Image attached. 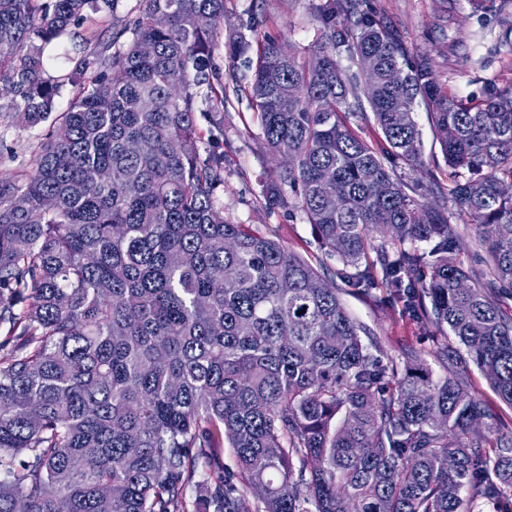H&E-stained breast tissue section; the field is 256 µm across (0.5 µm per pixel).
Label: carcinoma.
Masks as SVG:
<instances>
[{"label": "carcinoma", "mask_w": 512, "mask_h": 512, "mask_svg": "<svg viewBox=\"0 0 512 512\" xmlns=\"http://www.w3.org/2000/svg\"><path fill=\"white\" fill-rule=\"evenodd\" d=\"M117 2L0 0V112L35 127L73 93L0 178V512H249L254 487L255 512H512V436L473 427L487 409L465 374L435 379L416 350L384 361L335 283L224 219V0H137L111 41L85 38L93 61L44 77L43 47ZM354 9L318 4L306 56L237 41L256 51L247 95L268 153L288 160L266 200L297 190L347 282L380 283L453 337L512 406V92H449ZM419 106L448 165L441 205L388 167L417 165ZM199 116L203 155L187 149ZM454 216L488 281L456 260Z\"/></svg>", "instance_id": "cac0c4a2"}]
</instances>
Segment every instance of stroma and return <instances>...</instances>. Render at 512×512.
<instances>
[{
	"label": "stroma",
	"mask_w": 512,
	"mask_h": 512,
	"mask_svg": "<svg viewBox=\"0 0 512 512\" xmlns=\"http://www.w3.org/2000/svg\"><path fill=\"white\" fill-rule=\"evenodd\" d=\"M319 0H224V25L218 34L216 71L224 83V181L217 200L224 217L235 224H247L259 232L277 237L294 254L310 261L342 290L341 298L351 316L368 336L377 341L382 356L401 359L405 349L425 352L434 376L444 377L467 370L472 395L489 407L481 429L493 437L512 435V407L502 403L484 375L470 361L448 367L432 351L437 342L433 325L419 326L403 316L401 306L384 301L380 290L361 291L339 277L342 268L335 257L321 248L312 225L291 207L272 206L263 199L264 185L273 178L274 164L266 160V145L254 120L245 91L254 67L248 56L229 57L228 46L238 34L255 41L276 38L297 55L307 54L318 22ZM136 0H119L114 14H96L94 22H83L73 34L47 45V73L64 74L75 67L82 55L81 39L91 31L111 39ZM360 13H375L393 25L403 39L428 53L438 80L449 90L487 97L512 91V47L500 44L502 31L512 25V0H492L490 8L475 9L468 0H356ZM260 25L248 30L251 16ZM422 131L423 167L414 176L423 183V198L436 200V189L448 184V168L436 145L425 112H418ZM51 122L28 129L0 116V176L26 165L32 147L47 138Z\"/></svg>",
	"instance_id": "1"
}]
</instances>
